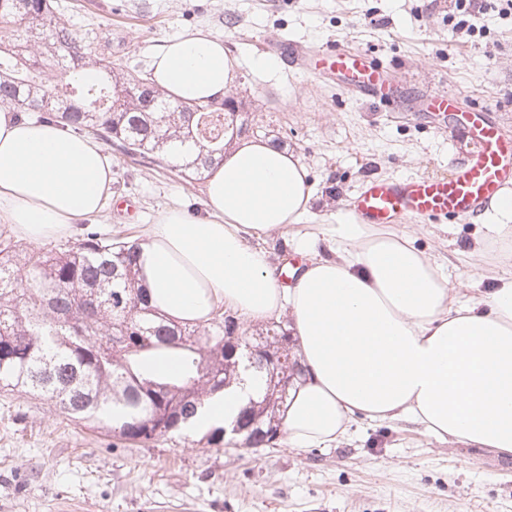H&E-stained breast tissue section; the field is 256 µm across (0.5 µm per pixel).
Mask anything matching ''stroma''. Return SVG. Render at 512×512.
<instances>
[{
    "label": "stroma",
    "mask_w": 512,
    "mask_h": 512,
    "mask_svg": "<svg viewBox=\"0 0 512 512\" xmlns=\"http://www.w3.org/2000/svg\"><path fill=\"white\" fill-rule=\"evenodd\" d=\"M80 39L125 77L147 78L159 44L203 29L237 62L231 90L249 128L272 130L309 169L321 202L304 218L332 224L371 178L450 175L476 149L465 123L489 113L512 137V19L488 12L485 36L455 32L453 0H55ZM332 45L363 49L388 69L383 98L293 64ZM439 90L448 116L426 112ZM112 195L96 230L142 237L158 212L204 211V184L113 149ZM429 253L450 254L486 235L483 219L398 225ZM0 512H512V456L440 442L420 428L357 420L331 448L280 440L251 452L239 442L189 440L137 447L59 414L43 397L0 390Z\"/></svg>",
    "instance_id": "obj_1"
}]
</instances>
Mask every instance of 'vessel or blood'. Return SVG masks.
Masks as SVG:
<instances>
[{
	"mask_svg": "<svg viewBox=\"0 0 512 512\" xmlns=\"http://www.w3.org/2000/svg\"><path fill=\"white\" fill-rule=\"evenodd\" d=\"M313 68L341 76L347 85L370 94L385 88L386 71L363 50L319 51ZM470 132L478 149L447 178L372 179L348 200L350 212L368 224L448 215H484L501 190L512 184V139L504 138L486 118L476 117Z\"/></svg>",
	"mask_w": 512,
	"mask_h": 512,
	"instance_id": "obj_1",
	"label": "vessel or blood"
}]
</instances>
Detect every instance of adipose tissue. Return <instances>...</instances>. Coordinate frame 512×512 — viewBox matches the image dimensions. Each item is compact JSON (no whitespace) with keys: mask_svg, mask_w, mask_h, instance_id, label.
<instances>
[{"mask_svg":"<svg viewBox=\"0 0 512 512\" xmlns=\"http://www.w3.org/2000/svg\"><path fill=\"white\" fill-rule=\"evenodd\" d=\"M233 81L223 42L202 31L153 56L152 86L185 104L222 100ZM111 185L100 142L0 107V223L17 237L81 236ZM314 201L298 154L238 141L209 165L202 216L163 210L141 237L150 304L182 325L220 306L254 320L287 317L301 367L280 414L290 447L338 444L362 417L512 455V270L489 272L488 285L461 300L447 259L352 217L303 223ZM271 235L302 258L285 286L261 245ZM257 388L247 372L205 398L194 431L235 419Z\"/></svg>","mask_w":512,"mask_h":512,"instance_id":"ef3b65f1","label":"adipose tissue"}]
</instances>
